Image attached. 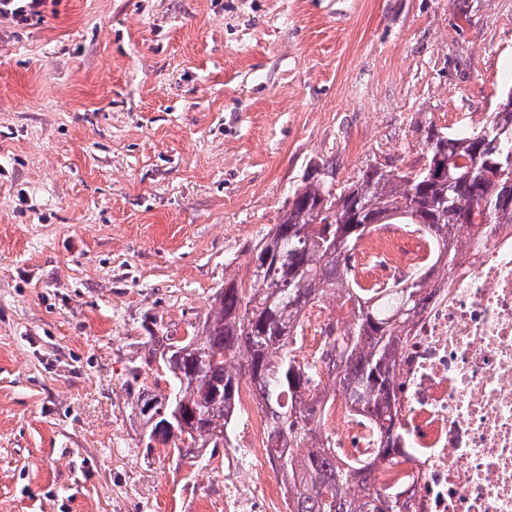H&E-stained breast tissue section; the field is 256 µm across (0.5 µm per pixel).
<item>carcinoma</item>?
Listing matches in <instances>:
<instances>
[{"label": "carcinoma", "mask_w": 512, "mask_h": 512, "mask_svg": "<svg viewBox=\"0 0 512 512\" xmlns=\"http://www.w3.org/2000/svg\"><path fill=\"white\" fill-rule=\"evenodd\" d=\"M419 167L369 166L358 182L336 192L320 178L295 189L288 209L252 251L246 277L224 279L202 325L168 343L172 394L142 392L132 403L148 439L198 457L229 446L242 380L250 382L267 419L268 453L288 493V512H400L397 500L374 487L370 462L348 465L323 432L319 406L336 389L367 415L379 435L378 458L397 451V392L392 373L408 325L440 279L436 267L455 262L461 234L487 224H512V110H497L467 135L430 117L418 125ZM417 224L434 244L423 273L384 292L358 293L351 258L371 227ZM350 303L347 328L330 335L320 355L299 359L296 337L309 308L328 295ZM325 364L327 381L320 378ZM178 411L186 437L156 433L152 414Z\"/></svg>", "instance_id": "cac0c4a2"}]
</instances>
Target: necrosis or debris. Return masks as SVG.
<instances>
[{"label":"necrosis or debris","instance_id":"obj_1","mask_svg":"<svg viewBox=\"0 0 512 512\" xmlns=\"http://www.w3.org/2000/svg\"><path fill=\"white\" fill-rule=\"evenodd\" d=\"M409 247L380 234L352 258L356 281L386 288L428 264L423 233L405 228ZM348 307L308 314L300 347L318 350L328 331L343 332ZM401 452L372 471L402 512H512V225L497 224L458 255L442 288L410 326L392 375ZM322 423L340 456L375 458L376 431L343 392L325 402ZM250 461L225 489L234 512H256L259 474L268 463L265 416L249 422Z\"/></svg>","mask_w":512,"mask_h":512}]
</instances>
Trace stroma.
<instances>
[{
    "instance_id": "stroma-1",
    "label": "stroma",
    "mask_w": 512,
    "mask_h": 512,
    "mask_svg": "<svg viewBox=\"0 0 512 512\" xmlns=\"http://www.w3.org/2000/svg\"><path fill=\"white\" fill-rule=\"evenodd\" d=\"M0 16V512H225L134 394L293 190L420 157L512 88V0H45ZM44 0H1L0 15L11 16L18 23H28L35 16L40 15L39 8Z\"/></svg>"
}]
</instances>
